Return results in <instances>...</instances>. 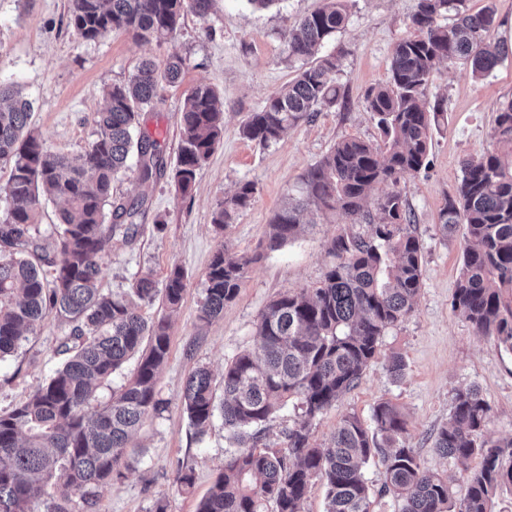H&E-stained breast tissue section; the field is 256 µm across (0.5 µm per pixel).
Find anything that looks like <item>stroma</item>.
<instances>
[{
    "instance_id": "35a3bbf8",
    "label": "stroma",
    "mask_w": 512,
    "mask_h": 512,
    "mask_svg": "<svg viewBox=\"0 0 512 512\" xmlns=\"http://www.w3.org/2000/svg\"><path fill=\"white\" fill-rule=\"evenodd\" d=\"M418 0H350L345 26L323 51L340 57L336 80L347 107L325 108L290 129L279 142L261 145L241 137L249 112L291 81L299 62L284 53L289 29L315 10L320 0H279L259 9L249 0H215L206 18L187 14L165 42H141L123 32L95 41L76 35L69 23L71 0H0V80L19 83L33 104L30 123L52 151L79 160L95 136L92 115L104 104V92L131 76L145 59L164 66L170 54L186 60L179 84L163 86L141 114V128L160 144L167 167H174L180 146L181 108L197 84L213 86L224 109V138L200 170L189 196L177 193L168 179L141 187L135 169L112 184L113 203L146 196L140 232L130 242L112 238L100 254V288L115 296L129 293L134 278L145 271L164 279L170 268L186 273L187 290L170 329L168 359L159 375L168 408L149 419L136 441L142 453L122 478L100 487L96 502L75 500V512H149L164 499L167 512H195L224 462L230 442L222 423L196 439L181 406L188 375L200 365L222 373L224 362L257 346L255 324L267 304L284 293L319 283L333 263L331 238L342 226L333 214L305 227L276 252L262 251L266 227L285 197L296 193L306 171L344 138L373 140L378 130L363 107L372 87L387 84L395 43L410 34L409 18ZM428 98L444 97L446 112L434 132L428 169L405 175L400 188L416 216L421 246L422 288L412 311L382 338L377 357L358 386L313 422L317 442L329 441L349 414L370 421L374 405L397 404L405 414L411 443L421 464L447 477L455 494H463L467 475L479 457L445 458L431 446L429 435L446 424L455 391L477 384L491 408L483 437L512 436V354L480 335L450 300L461 267L462 232L443 236L439 211L461 180V162L496 147L493 112L512 98V54L484 79L466 66H441L427 90ZM257 188L249 209L226 231H216L212 211L239 183ZM226 248L256 261L236 299L223 316L199 324L205 272L213 254ZM62 334L55 319L23 340L17 352L0 361V411L26 400L62 362ZM398 353L404 375L393 380L387 357ZM195 474V487L185 493L175 483L179 465Z\"/></svg>"
}]
</instances>
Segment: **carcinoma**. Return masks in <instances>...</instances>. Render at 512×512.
<instances>
[{
	"label": "carcinoma",
	"instance_id": "carcinoma-1",
	"mask_svg": "<svg viewBox=\"0 0 512 512\" xmlns=\"http://www.w3.org/2000/svg\"><path fill=\"white\" fill-rule=\"evenodd\" d=\"M213 0H71L76 34L94 41L113 31L150 42L168 39L188 12L205 18ZM349 0H323L288 32V59L303 66L278 94L248 115L240 134L262 145L276 143L288 129L323 108L346 104L336 83L340 59L321 56L323 43L348 18ZM454 16L452 24L440 18ZM498 24L489 3L475 14L464 0H419L411 18L415 34L400 39L391 57V80L369 89L363 106L380 140L347 138L303 176L301 196L290 197L268 224L264 249L278 251L294 239L303 214L331 211L345 224L371 225L367 236L342 233L330 253L343 261L330 267L319 286L286 293L260 313L253 351L224 363L221 380L201 365L186 378L181 404L197 438L216 419L233 447L224 452L221 472L197 512H303L315 480L324 483L326 512H373L374 496H392L399 512H492L498 493L512 490V437L475 439L490 418L479 387L457 390L448 424L432 437L443 456L481 458L466 479L465 494L453 496L448 481L425 469L409 446L400 409L381 401L373 426L344 416L330 442L313 437V421L356 387L376 357L382 337L413 309L422 286L421 248L414 216L399 189L407 173L427 168L432 131L444 114L445 98H427L438 66L461 63L482 78L509 53L487 41ZM180 55L164 69L142 61L124 82L105 92V107L94 113L95 138L74 163L48 149L30 127L32 104L18 84L0 82V162L10 166L0 183L8 203L0 220V358L53 317L63 327V364L22 403L0 413V512H73L72 496L91 505L97 489L123 476L136 454L132 436L161 415L167 402L158 388L170 348L171 316L186 293V274L174 267L163 281L139 274L126 296L102 293L99 255L106 241L137 237L146 203L112 205V180L136 153L139 182L148 186L166 170L158 141L139 129L160 83H176L184 70ZM224 135V111L217 91L195 86L181 110L180 148L170 173L183 195ZM498 150L462 161L456 195L439 212V230L465 226L462 263L451 306L477 333L512 353V100L496 109ZM387 186L364 210L374 188ZM64 203L52 240H41L36 224L40 193ZM256 185L239 183L212 213L225 230L255 199ZM258 256L231 257L219 249L206 272L197 320L208 324L238 295ZM53 271L47 279L44 268ZM158 301L162 311L144 318L137 303ZM136 367L118 387L112 377L125 363ZM295 402L297 419L282 448H258L271 416ZM377 459L383 482L374 489L364 468Z\"/></svg>",
	"mask_w": 512,
	"mask_h": 512
}]
</instances>
